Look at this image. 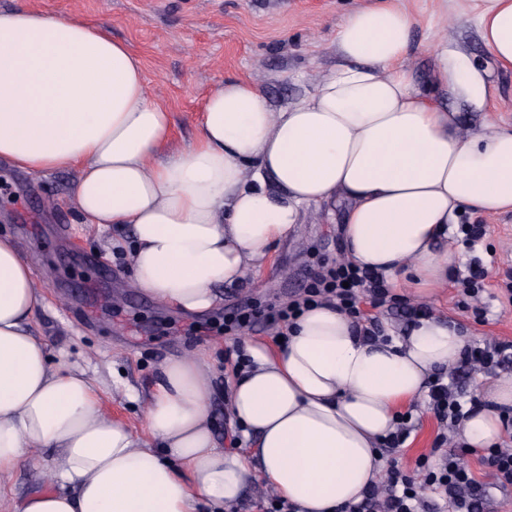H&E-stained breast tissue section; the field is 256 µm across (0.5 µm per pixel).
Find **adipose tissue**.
Returning a JSON list of instances; mask_svg holds the SVG:
<instances>
[{
	"instance_id": "ef3b65f1",
	"label": "adipose tissue",
	"mask_w": 512,
	"mask_h": 512,
	"mask_svg": "<svg viewBox=\"0 0 512 512\" xmlns=\"http://www.w3.org/2000/svg\"><path fill=\"white\" fill-rule=\"evenodd\" d=\"M476 25L512 71V0H482ZM412 29L405 0L352 11L336 64L309 90L275 107L255 82L226 77L204 100L196 138L175 148L170 113L124 42L77 18L0 11V158L29 173L76 170L69 205L86 223L131 227L136 287L185 314L214 309L217 285L267 264L307 207L339 200L347 260L429 296L456 261L436 248L449 225L466 211L512 210V123L463 136L438 97L484 101L485 72L443 58L419 86ZM44 300L0 234V480L28 465L50 483L11 512H224L257 471L296 512H336L379 481V445L400 409L465 345L436 316L369 340L335 305L305 309L282 348L246 346L229 391L232 416L255 437L252 465L218 445L203 355L161 365L146 411L158 445L143 446L102 412L86 370L51 359L34 335ZM510 405L503 377L466 419V445L497 443Z\"/></svg>"
}]
</instances>
